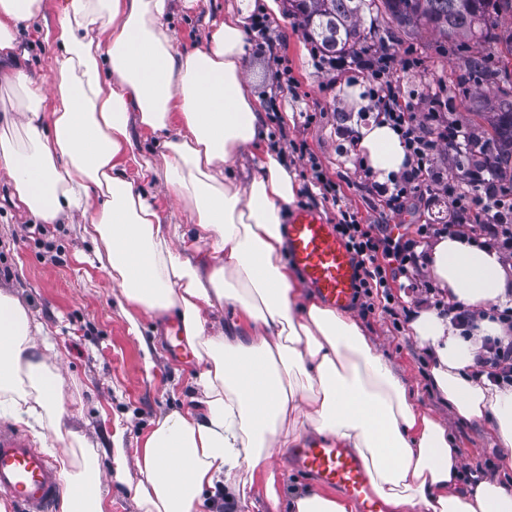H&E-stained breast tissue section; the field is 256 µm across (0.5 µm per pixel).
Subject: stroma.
Wrapping results in <instances>:
<instances>
[{
  "instance_id": "obj_1",
  "label": "stroma",
  "mask_w": 512,
  "mask_h": 512,
  "mask_svg": "<svg viewBox=\"0 0 512 512\" xmlns=\"http://www.w3.org/2000/svg\"><path fill=\"white\" fill-rule=\"evenodd\" d=\"M234 4L172 0L171 27L178 48L199 44L212 21L223 19ZM267 19V34L247 31V79L264 107L261 151L277 154L303 188L311 184V163H318L362 223L387 225L392 236L411 237L418 225L447 223L448 205L438 194L409 200L397 212L385 209L375 178L364 176L358 167L347 131L343 85L362 81V74L338 72L321 62L314 54L315 42L286 9L268 13ZM370 44L386 54L393 85L416 112H426L430 102H437L440 125L462 123L475 142H484L492 115L475 116L471 94L476 84L461 81L459 56L447 54L423 30L400 31L394 40L374 38ZM10 194L9 179L0 173V289L22 301L53 347L64 380L65 421L96 445L111 512H139L134 452L159 415L194 406L191 378L198 361L188 349L171 347L170 321L144 313L138 331H131L122 313L121 291L96 261L95 246L83 239L79 226L39 228L12 205ZM371 303V310L355 304L350 311L407 382L419 406L447 422L465 476L511 484L512 462L500 455L489 420L452 415L431 380L428 348L412 336L408 321L384 313L379 298ZM124 459L129 462L124 478L115 480Z\"/></svg>"
}]
</instances>
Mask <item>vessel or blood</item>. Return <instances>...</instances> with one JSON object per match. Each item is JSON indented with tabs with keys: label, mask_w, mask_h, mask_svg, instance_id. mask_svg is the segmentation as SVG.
<instances>
[{
	"label": "vessel or blood",
	"mask_w": 512,
	"mask_h": 512,
	"mask_svg": "<svg viewBox=\"0 0 512 512\" xmlns=\"http://www.w3.org/2000/svg\"><path fill=\"white\" fill-rule=\"evenodd\" d=\"M288 256L305 283L327 304L346 308L356 293L352 257L330 224L314 210H294L285 227ZM297 470L324 486L343 490L363 512H384L371 489L370 474L350 449L318 437L292 448ZM63 489L62 478L37 445L21 430L0 425V496L22 512H52Z\"/></svg>",
	"instance_id": "obj_1"
}]
</instances>
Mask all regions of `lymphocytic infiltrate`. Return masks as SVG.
I'll list each match as a JSON object with an SVG mask.
<instances>
[{
  "label": "lymphocytic infiltrate",
  "instance_id": "f902f5d3",
  "mask_svg": "<svg viewBox=\"0 0 512 512\" xmlns=\"http://www.w3.org/2000/svg\"><path fill=\"white\" fill-rule=\"evenodd\" d=\"M372 109L383 115L405 144L406 168L393 177L391 187L380 193L388 209H397L409 197H424L438 190L448 198L451 219L445 224L419 225L415 237L392 238L384 225L359 223L355 214L342 210L336 224L337 235L352 254L358 271L357 291L363 296L381 294L384 311H393L395 298L389 290V274H399L408 281L422 283L424 255L422 243L442 235L464 236L495 250L503 260L512 259V188L487 180L483 173L461 174L455 183H448L435 173V153L439 143L459 148L466 142L460 125L452 124L432 136L428 125L437 118L435 110L417 116L409 103L403 102L394 87L370 95ZM479 207L484 222L474 228L468 222L471 207ZM494 319L507 329V337H486L477 358V375L496 386L512 387V307L495 310Z\"/></svg>",
  "mask_w": 512,
  "mask_h": 512
}]
</instances>
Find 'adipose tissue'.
<instances>
[{"label":"adipose tissue","mask_w":512,"mask_h":512,"mask_svg":"<svg viewBox=\"0 0 512 512\" xmlns=\"http://www.w3.org/2000/svg\"><path fill=\"white\" fill-rule=\"evenodd\" d=\"M253 9L254 0H238L201 44L181 50L170 0H65L45 30L55 49L46 82L20 47L46 0H0V88L11 112L0 124V170L15 198L37 223L79 225L98 244L130 327L140 311L177 316L201 365L196 407L160 415L135 452L140 512H196L220 482L244 504L260 473L268 512H355L315 487L279 495L270 459L310 433L355 452L389 512H512V487L462 484L446 423L418 406L351 312L301 299L283 258L295 173L265 152L243 185L225 175L227 161L256 145L261 124L246 79ZM138 130L157 138L160 160L141 153ZM356 151L381 182L405 167L406 150L384 122L360 127ZM158 181L190 211V231L167 223L152 193ZM427 270L477 315L466 334L429 310L411 321L434 357L433 384L458 417L491 420L512 459V387L474 375L484 337L505 333L486 315L507 300L504 261L448 235ZM224 304L238 308L241 332L214 330L210 315ZM36 331L22 302L0 290V411L32 417L66 441L60 512H109L95 446L64 426L63 377Z\"/></svg>","instance_id":"1"}]
</instances>
